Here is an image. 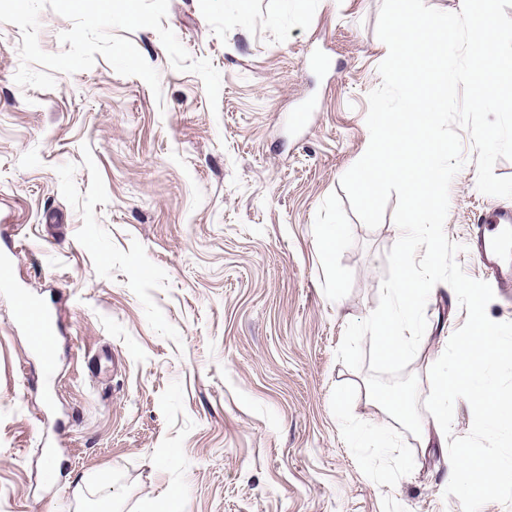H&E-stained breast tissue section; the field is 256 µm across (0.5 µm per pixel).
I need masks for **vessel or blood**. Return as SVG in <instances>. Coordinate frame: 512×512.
<instances>
[{"mask_svg":"<svg viewBox=\"0 0 512 512\" xmlns=\"http://www.w3.org/2000/svg\"><path fill=\"white\" fill-rule=\"evenodd\" d=\"M469 250L491 273L503 295L512 294V210L493 209L480 214L469 239ZM16 320L24 325L36 347H43L56 334L49 310L39 304L20 301Z\"/></svg>","mask_w":512,"mask_h":512,"instance_id":"1","label":"vessel or blood"}]
</instances>
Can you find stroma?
Instances as JSON below:
<instances>
[{
	"label": "stroma",
	"instance_id": "35a3bbf8",
	"mask_svg": "<svg viewBox=\"0 0 512 512\" xmlns=\"http://www.w3.org/2000/svg\"><path fill=\"white\" fill-rule=\"evenodd\" d=\"M380 6L169 0L163 27L221 74L214 109L149 28L128 37L161 96L101 56L18 86L21 31L0 23V512H97L104 472L112 512H462L447 449L421 453L336 358L398 239L340 185L370 142ZM463 152L445 222L462 245L512 209ZM21 293L57 320L52 369L14 321ZM425 314L423 398L467 311L440 283Z\"/></svg>",
	"mask_w": 512,
	"mask_h": 512
}]
</instances>
